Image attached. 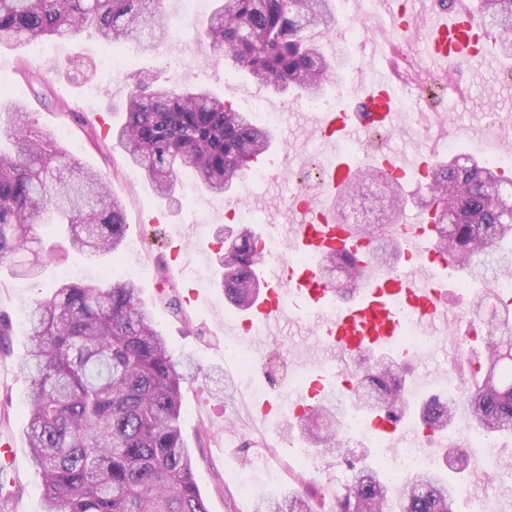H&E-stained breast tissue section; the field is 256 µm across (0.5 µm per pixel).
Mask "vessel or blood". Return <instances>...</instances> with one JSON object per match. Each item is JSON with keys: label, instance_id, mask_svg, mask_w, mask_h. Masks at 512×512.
Segmentation results:
<instances>
[{"label": "vessel or blood", "instance_id": "vessel-or-blood-1", "mask_svg": "<svg viewBox=\"0 0 512 512\" xmlns=\"http://www.w3.org/2000/svg\"><path fill=\"white\" fill-rule=\"evenodd\" d=\"M399 39L414 36L397 0H386ZM479 24L470 5L459 4L452 10H440L425 34L426 54L435 66L467 61L481 40ZM401 94L393 68L368 67L359 92L361 109L357 112L319 114L315 126L326 140L353 138L374 128L399 129L403 117L394 108ZM368 168L387 170L395 179L407 172L426 173L441 164L431 151L412 154L365 155ZM359 168L337 158L328 159L318 197L311 202H290V247L308 254L306 266L294 267L285 258L262 262L260 274L265 291L237 320L240 329L252 326L267 333L280 332L287 316L288 303L297 300L318 313V343L322 353L336 364L337 376H344L349 362L363 353H382L400 332V314L411 315L422 325L447 319V310L437 303L438 280L430 261L436 256L431 213H420L412 221L394 225L390 231L402 247V260L392 269L376 268L366 274L360 288L348 300L332 302L322 277L320 260L340 253L360 258L369 254L366 240L354 234L350 224H340L327 204L348 180L357 177Z\"/></svg>", "mask_w": 512, "mask_h": 512}]
</instances>
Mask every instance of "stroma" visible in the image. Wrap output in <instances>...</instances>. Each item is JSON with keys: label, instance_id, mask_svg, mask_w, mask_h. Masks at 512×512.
Segmentation results:
<instances>
[{"label": "stroma", "instance_id": "1", "mask_svg": "<svg viewBox=\"0 0 512 512\" xmlns=\"http://www.w3.org/2000/svg\"><path fill=\"white\" fill-rule=\"evenodd\" d=\"M335 4L337 23L357 21L365 28L366 41L384 43L390 20L378 0H335ZM166 9L172 38L146 51L125 50L123 68L117 73L100 69L108 50L90 32L68 40L36 39L17 48L0 47V82L12 88L8 101L24 104L39 131L61 137L82 167L103 176L110 196L123 206L127 243L120 260L90 262L70 250L63 236L44 229L46 246L55 249L52 265L36 281L1 272L0 313L8 315L13 324H21L37 303L51 296L64 268L80 270L82 279L109 283L132 277V268L147 267V275L136 279L143 302L173 350L192 355L201 369L198 380L183 390L182 431L193 452L195 480L209 512H253L262 499L287 490L312 493L317 512H333L336 487L348 474L346 465L332 457L312 458L293 417L269 425L255 422L248 413L256 394L269 391L287 397V388L275 386L274 381L276 373L288 366L298 370L303 386H310L319 374L326 390L339 388L335 372L320 364L322 354L314 334L305 330L253 338L256 365L249 383H242L239 366L224 345L236 333L238 311L224 296L216 262L220 249L216 234L228 223V200L184 188L171 199L159 196L144 175L127 165L108 131L123 123L121 104L133 76L140 72L162 84L192 81L204 85L242 112L251 111L257 101L283 106L274 126L278 138L264 163L268 180L237 186L238 194L249 199L250 226L259 235L266 233L268 225L286 222L285 206L297 186L298 171L305 160L329 153L330 147L314 134L308 113L296 108V92L272 93L243 70L224 66L210 55L196 34L205 12L185 14L183 0H167ZM341 49L347 65L324 94L335 112L354 108L357 98L348 89L360 81L366 63L359 44ZM23 61L42 74L41 84L29 87L17 74ZM464 68L468 103L463 108L449 104L447 111L439 113L435 134L456 141L464 155L481 161L485 155L479 131L486 114L512 116V90L501 81L503 70H512V60L502 65L468 62ZM58 97L70 102L76 117L45 107V99ZM191 284L206 292V301L173 307L171 298L185 297ZM26 345L25 336L17 333L0 348V436L16 441V458L9 470L12 502L8 512H43L44 504L42 477L31 463L24 436L28 378L20 369V359ZM448 350L447 343L441 342L426 356L405 361L410 401L419 404L447 394ZM465 437L462 430L451 438L441 434L426 440L424 447L434 464L441 461V448L451 443L467 458L466 470L458 475L462 488L455 501L456 512H471L476 496L485 501L487 512H512V439L495 441L493 451L503 467L494 479L487 480L482 476L483 449L468 447ZM258 450L272 464L259 476L253 494L246 495L232 478L250 468Z\"/></svg>", "mask_w": 512, "mask_h": 512}]
</instances>
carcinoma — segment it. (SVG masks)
<instances>
[{"label": "carcinoma", "instance_id": "1", "mask_svg": "<svg viewBox=\"0 0 512 512\" xmlns=\"http://www.w3.org/2000/svg\"><path fill=\"white\" fill-rule=\"evenodd\" d=\"M166 0H0V44L32 38H66L92 30L108 46L149 49L171 34ZM200 38L224 65L246 71L281 94L293 88L306 97L323 94L325 82L344 65L327 58L308 31L335 24L332 0H212ZM480 18L496 35L497 50L512 56V0H481ZM124 123L112 139L127 163L143 173L158 194L172 198L184 173L195 175L211 195L226 196L251 158L266 151L271 128L257 123L210 90L192 84L163 86L136 76L122 105ZM33 113L18 107L0 130V265L14 277L41 276L53 249H34L37 230L59 224L70 247L89 260L122 252L121 202L110 198L101 176L86 172L53 136L33 127ZM382 186L380 207L399 214L398 189L368 171L344 184ZM435 209L436 247L486 285L476 307L491 299L504 312L484 336V360L469 365L468 399L425 403L423 427L448 429L458 406L468 425L495 437L512 435V297L495 288L512 277V174L483 162L443 163L426 182ZM384 224H361L358 234L380 235L370 265L331 256L323 276L339 269L347 282L369 266L391 264L396 241ZM217 252L224 296L238 309L259 294L262 259L252 231L232 230ZM28 373L26 436L33 465L45 483L44 512H208L195 482L193 458L180 421L182 389L197 367L177 356L140 298L135 280L101 285L63 282L39 303L23 328ZM401 363L370 362L356 379L362 408L395 424L409 411ZM299 425L316 453L345 458L347 428L332 399L301 417ZM349 475L336 487L335 512H455L456 485L439 471H410L397 481L363 459L347 461ZM256 512H316L311 497L292 491L262 500Z\"/></svg>", "mask_w": 512, "mask_h": 512}]
</instances>
